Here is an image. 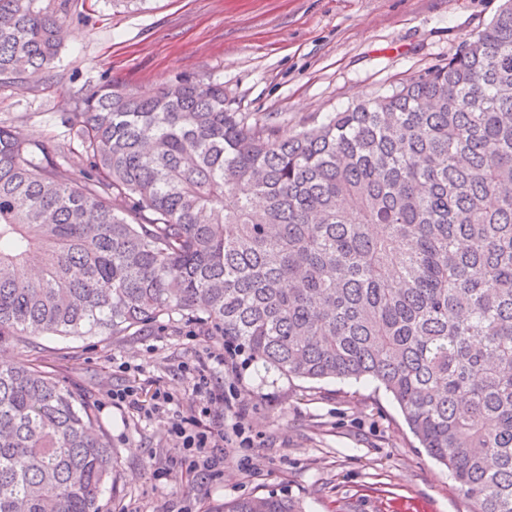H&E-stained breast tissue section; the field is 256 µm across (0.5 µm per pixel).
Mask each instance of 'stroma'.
I'll use <instances>...</instances> for the list:
<instances>
[{
	"mask_svg": "<svg viewBox=\"0 0 512 512\" xmlns=\"http://www.w3.org/2000/svg\"><path fill=\"white\" fill-rule=\"evenodd\" d=\"M503 0H69L67 37L41 77L0 84V122L33 144L61 137L71 112L103 82L148 95L188 80L220 82L229 107L295 133L328 113L391 94L445 65ZM34 357L89 400L112 446L101 512L135 502L161 512L185 498L198 512L269 492L305 512H472L448 470L427 456L375 381L287 379L249 365L233 385L254 446L251 465L224 462L203 483L173 468L181 450L163 418L113 408L109 391L162 388L190 412L181 366L220 336L163 327L130 336L39 335Z\"/></svg>",
	"mask_w": 512,
	"mask_h": 512,
	"instance_id": "stroma-1",
	"label": "stroma"
}]
</instances>
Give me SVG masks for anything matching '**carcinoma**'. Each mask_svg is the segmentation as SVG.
Returning a JSON list of instances; mask_svg holds the SVG:
<instances>
[{
  "mask_svg": "<svg viewBox=\"0 0 512 512\" xmlns=\"http://www.w3.org/2000/svg\"><path fill=\"white\" fill-rule=\"evenodd\" d=\"M64 10L0 0V81L51 68ZM62 123L61 163L0 124V347L167 320L283 376L375 380L473 512H512V0L447 64L296 134L211 82L103 84ZM111 476L89 403L1 362L0 512H98Z\"/></svg>",
  "mask_w": 512,
  "mask_h": 512,
  "instance_id": "cac0c4a2",
  "label": "carcinoma"
}]
</instances>
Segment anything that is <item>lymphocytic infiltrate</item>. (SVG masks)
Returning a JSON list of instances; mask_svg holds the SVG:
<instances>
[{
  "mask_svg": "<svg viewBox=\"0 0 512 512\" xmlns=\"http://www.w3.org/2000/svg\"><path fill=\"white\" fill-rule=\"evenodd\" d=\"M209 364L199 362L185 365L184 371L193 382V391L198 399V416H186L174 411L175 398L165 391H155L143 397L138 387L129 385L112 391L109 398L113 407L128 409L146 417H167L168 432L181 449L179 466L186 473L212 482L219 481L224 473V461L240 449L252 447L253 442L245 435L244 410L232 392L212 379L213 369H222L225 374L238 375L239 365L233 353L218 351L210 353ZM222 406L231 413L235 421L225 424L223 416H212L209 426H202L199 415H212L215 406Z\"/></svg>",
  "mask_w": 512,
  "mask_h": 512,
  "instance_id": "1",
  "label": "lymphocytic infiltrate"
}]
</instances>
